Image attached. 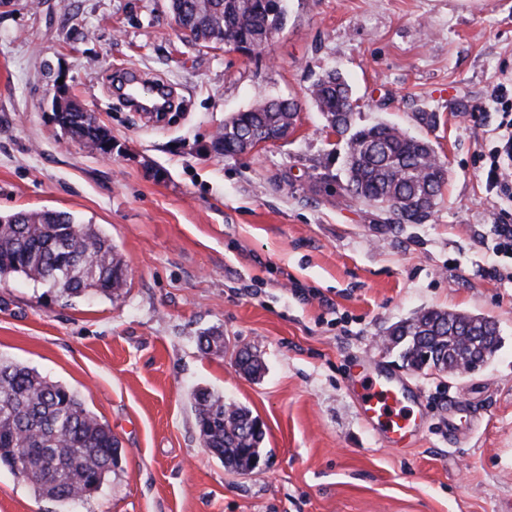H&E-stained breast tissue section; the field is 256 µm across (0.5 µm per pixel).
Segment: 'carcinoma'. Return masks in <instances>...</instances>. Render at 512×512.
Returning a JSON list of instances; mask_svg holds the SVG:
<instances>
[{
    "instance_id": "obj_1",
    "label": "carcinoma",
    "mask_w": 512,
    "mask_h": 512,
    "mask_svg": "<svg viewBox=\"0 0 512 512\" xmlns=\"http://www.w3.org/2000/svg\"><path fill=\"white\" fill-rule=\"evenodd\" d=\"M285 2L171 0V10L177 22L189 28L192 41L209 45L224 41L228 32L243 38L262 28H277L286 18ZM311 95L330 127L346 140L342 196L374 205L399 222L419 223L428 217L449 179L447 164L429 142L388 123L352 128L351 86L335 71L319 76ZM72 106L64 96L54 109L64 131L75 124ZM300 108L295 99H271L236 113L212 141L213 152L232 156L251 150V130L289 128ZM78 134L91 151L112 153V137L92 114H86ZM10 274L43 281L66 300L91 292L110 296L126 285L112 239L95 225L52 209L0 214V278ZM456 316L476 328L488 323L467 314L424 310L388 328L391 350L405 366L418 364L424 352L447 354L448 319ZM237 364L249 376L263 370L261 359L252 353L237 358ZM192 399L199 438L225 469L242 474L261 459L264 431L249 408L203 387L194 390ZM119 455L112 430L74 391L0 357V462L35 497L60 504L89 497L101 488Z\"/></svg>"
}]
</instances>
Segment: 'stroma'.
<instances>
[{
	"mask_svg": "<svg viewBox=\"0 0 512 512\" xmlns=\"http://www.w3.org/2000/svg\"><path fill=\"white\" fill-rule=\"evenodd\" d=\"M259 53L186 41L169 0H14L0 11V212L53 209L96 225L126 271L115 295L64 303L19 274L0 280V355L82 398L120 442L91 497L59 507L0 464V512H512V259L485 240L493 202L478 173L491 96L512 75V0H286ZM171 84L149 123L116 68ZM350 84L355 128L391 123L428 139L450 178L430 217L388 221L326 191L344 183V139L310 97ZM106 128L112 153L52 119L57 83ZM301 102L288 140L226 157L207 146L260 100ZM436 117L420 123L421 113ZM497 265L502 279L485 277ZM423 308L495 320L489 364L415 374L377 336ZM217 331L210 353L199 336ZM263 364L243 375L239 350ZM402 377L421 428L403 447L368 428L359 363ZM207 387L248 406L265 451L250 475L199 438L189 398ZM477 408L457 446L449 398Z\"/></svg>",
	"mask_w": 512,
	"mask_h": 512,
	"instance_id": "stroma-1",
	"label": "stroma"
}]
</instances>
